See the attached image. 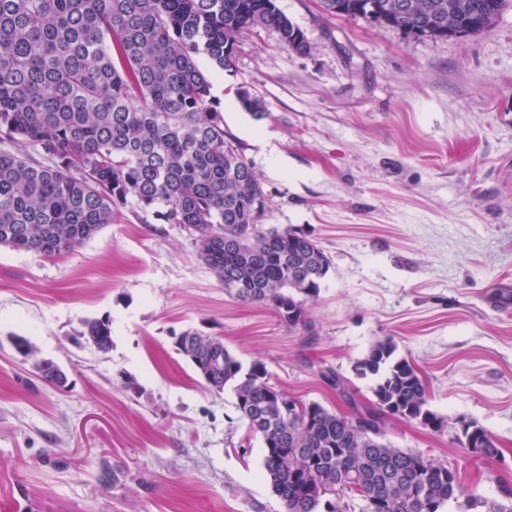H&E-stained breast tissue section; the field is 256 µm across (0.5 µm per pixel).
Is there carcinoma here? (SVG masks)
I'll return each mask as SVG.
<instances>
[{
  "label": "carcinoma",
  "mask_w": 512,
  "mask_h": 512,
  "mask_svg": "<svg viewBox=\"0 0 512 512\" xmlns=\"http://www.w3.org/2000/svg\"><path fill=\"white\" fill-rule=\"evenodd\" d=\"M506 4L320 0L333 17L435 39L478 34ZM259 29L276 31L287 49H308L276 0H0V247L71 254L131 197L163 223L193 228L198 258L227 294L290 327L304 324L330 259L302 232L251 223L268 198L212 93L211 75L233 69L240 35ZM237 100L264 115L247 91ZM78 335L112 347L106 319L83 321ZM175 347L211 374V390H232L239 418L263 441L264 474L283 512H512V487L498 484L495 496L465 490L448 463L388 439L389 416L444 426L419 371L388 337L354 365L373 379L370 403L333 369L321 371L346 414L288 397L263 363L244 368L219 337L186 330ZM455 440L476 458L500 456L475 422Z\"/></svg>",
  "instance_id": "cac0c4a2"
}]
</instances>
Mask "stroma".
<instances>
[{
  "label": "stroma",
  "instance_id": "1",
  "mask_svg": "<svg viewBox=\"0 0 512 512\" xmlns=\"http://www.w3.org/2000/svg\"><path fill=\"white\" fill-rule=\"evenodd\" d=\"M276 4L309 50L244 32L213 84L268 196L265 223L308 234L331 260L304 325L230 297L181 225L132 202L67 256L1 247L0 512H283L233 393L177 353L187 329L338 412L320 368L366 400L373 381L353 366L392 338L444 427L394 417L389 438L448 462L465 486L512 485V5L490 31L446 40L337 19L319 0ZM241 89L262 119L240 107ZM87 318L109 319V351L74 343ZM13 334L66 385L39 379ZM464 421L502 458L456 444Z\"/></svg>",
  "mask_w": 512,
  "mask_h": 512
}]
</instances>
